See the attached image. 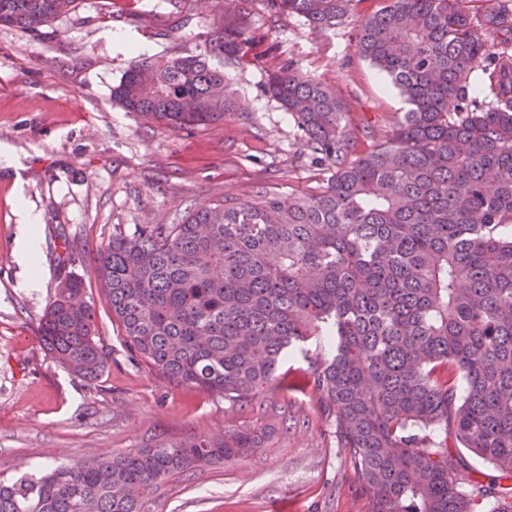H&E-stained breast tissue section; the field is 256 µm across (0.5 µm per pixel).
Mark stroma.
<instances>
[{"label": "stroma", "instance_id": "35a3bbf8", "mask_svg": "<svg viewBox=\"0 0 512 512\" xmlns=\"http://www.w3.org/2000/svg\"><path fill=\"white\" fill-rule=\"evenodd\" d=\"M358 0L338 27L318 30L248 0V59L224 62L234 109L188 130L146 122L112 89L152 55L205 52L223 11L212 0H80L31 33L0 25V479L70 459L128 452L171 435L236 427L265 433L261 448L176 476L155 512H368L351 460L307 389L239 412L194 386L174 385L126 344L92 273L115 230L175 224L223 198L313 193L331 176L301 147L292 115L266 93L269 70L294 61L332 86L358 150L379 142L406 104L359 53ZM42 217L43 286L21 288L15 260L19 202ZM83 279L109 353L98 380L78 378L48 354L40 318L65 276Z\"/></svg>", "mask_w": 512, "mask_h": 512}]
</instances>
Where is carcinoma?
Returning a JSON list of instances; mask_svg holds the SVG:
<instances>
[{
	"label": "carcinoma",
	"instance_id": "obj_1",
	"mask_svg": "<svg viewBox=\"0 0 512 512\" xmlns=\"http://www.w3.org/2000/svg\"><path fill=\"white\" fill-rule=\"evenodd\" d=\"M77 0H0V25L37 31ZM359 0H268L318 29ZM356 28L362 57L409 105L364 153L336 92L290 62L265 90L292 114L305 150L332 171L318 193L263 192L189 211L178 224L112 235L93 274L125 342L176 385L235 411L288 387V349L330 336L309 362L369 512H512V0H385ZM235 3L205 54L145 57L113 100L182 130L224 119V68L251 52ZM487 62L489 94L470 85ZM84 282L67 277L40 319L51 357L90 381L108 353ZM255 431L161 439L0 480V512H153L169 477L260 447ZM499 482L461 487L450 447Z\"/></svg>",
	"mask_w": 512,
	"mask_h": 512
}]
</instances>
